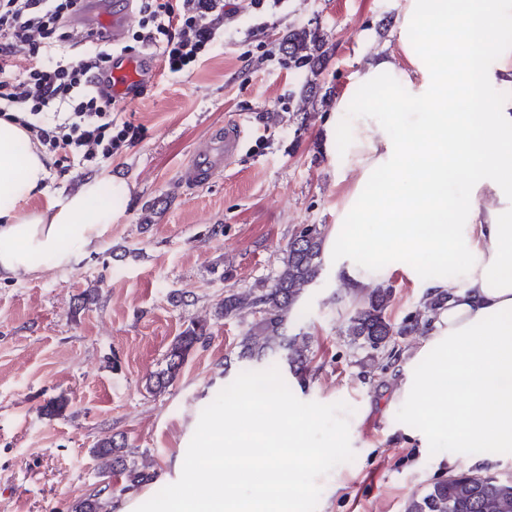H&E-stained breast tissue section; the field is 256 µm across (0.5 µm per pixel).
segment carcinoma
Here are the masks:
<instances>
[{
  "label": "carcinoma",
  "instance_id": "obj_1",
  "mask_svg": "<svg viewBox=\"0 0 512 512\" xmlns=\"http://www.w3.org/2000/svg\"><path fill=\"white\" fill-rule=\"evenodd\" d=\"M288 65L294 69L317 72L323 58L322 36L318 29L302 27L288 31L281 40ZM324 232L316 225L297 231L288 242L280 259V269L273 283H261L246 292H229L217 304L216 315L239 319L246 323L236 361L259 364L269 355L284 352L290 373L305 381L311 363L310 337L287 334L289 318L306 288L314 284L323 271ZM393 288L382 285L365 294L350 312L344 334L351 346L370 355L393 354L396 339L419 332L446 297L433 296L424 302L423 310L397 324L388 315ZM211 338L205 323L194 322L186 327L170 345L165 368L161 369L147 389L152 393L165 390L179 376L190 352ZM93 453L104 460L108 471L103 474L104 487L97 493L72 504V512H110L111 477H124L128 491L149 481L152 475L142 470L125 443L110 437L97 443ZM404 512H512V480L459 469L410 496Z\"/></svg>",
  "mask_w": 512,
  "mask_h": 512
}]
</instances>
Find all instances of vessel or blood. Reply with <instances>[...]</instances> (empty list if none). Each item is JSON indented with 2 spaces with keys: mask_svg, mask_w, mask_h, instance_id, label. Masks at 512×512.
Instances as JSON below:
<instances>
[{
  "mask_svg": "<svg viewBox=\"0 0 512 512\" xmlns=\"http://www.w3.org/2000/svg\"><path fill=\"white\" fill-rule=\"evenodd\" d=\"M133 12L127 0H121L105 21L113 42H121L132 21ZM150 62L149 56L133 60L127 56H117L112 60V93L114 96L131 100L132 89L138 84ZM244 131L241 125L232 123L213 128L207 138L195 150L192 161L181 171L185 184L197 187L208 183L221 173L241 151Z\"/></svg>",
  "mask_w": 512,
  "mask_h": 512,
  "instance_id": "obj_1",
  "label": "vessel or blood"
}]
</instances>
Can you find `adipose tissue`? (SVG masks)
Returning <instances> with one entry per match:
<instances>
[{"label": "adipose tissue", "instance_id": "obj_1", "mask_svg": "<svg viewBox=\"0 0 512 512\" xmlns=\"http://www.w3.org/2000/svg\"><path fill=\"white\" fill-rule=\"evenodd\" d=\"M511 16L512 0H406L396 48L375 51L337 103L349 111L353 91L378 84L395 98L389 117L357 111L350 142L360 177L345 203L354 221L333 225L325 242L337 276L362 287L420 257L458 271L424 282L448 301L425 342L426 368L407 370L399 392L412 407L433 396L418 435L447 437L452 466L512 457V97L488 93L512 86V48L496 46ZM454 92L466 109L449 110ZM29 141L0 118V280L72 264L115 220L98 201L97 176L62 202L22 210L48 176L47 156ZM462 172L469 178L457 192L451 180Z\"/></svg>", "mask_w": 512, "mask_h": 512}]
</instances>
